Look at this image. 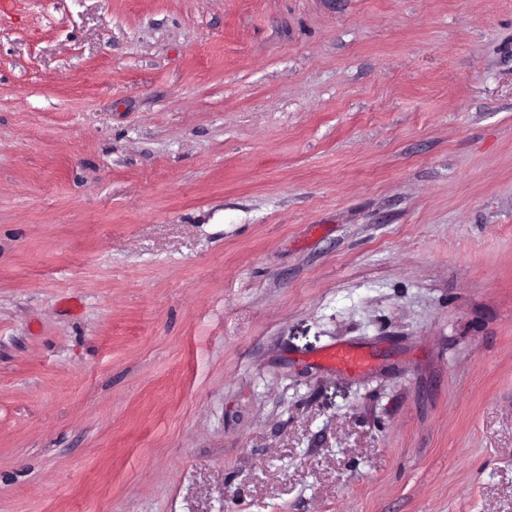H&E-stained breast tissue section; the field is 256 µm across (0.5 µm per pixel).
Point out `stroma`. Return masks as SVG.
Here are the masks:
<instances>
[{
	"mask_svg": "<svg viewBox=\"0 0 512 512\" xmlns=\"http://www.w3.org/2000/svg\"><path fill=\"white\" fill-rule=\"evenodd\" d=\"M0 512H512V0H8ZM321 360L345 375L364 373L369 368L367 357L350 344L337 342L324 348Z\"/></svg>",
	"mask_w": 512,
	"mask_h": 512,
	"instance_id": "1",
	"label": "stroma"
}]
</instances>
